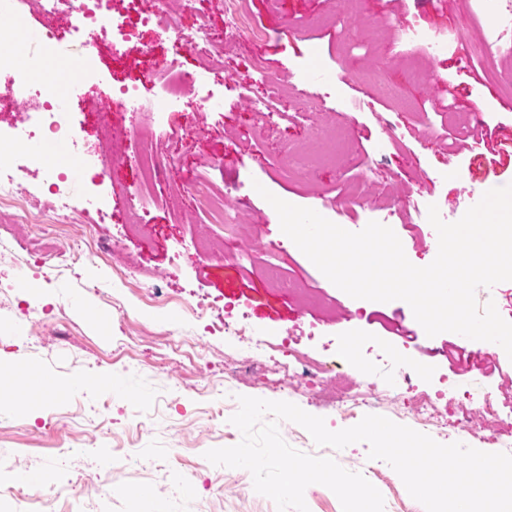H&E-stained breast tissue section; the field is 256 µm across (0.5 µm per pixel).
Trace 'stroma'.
I'll use <instances>...</instances> for the list:
<instances>
[{
	"label": "stroma",
	"instance_id": "1",
	"mask_svg": "<svg viewBox=\"0 0 512 512\" xmlns=\"http://www.w3.org/2000/svg\"><path fill=\"white\" fill-rule=\"evenodd\" d=\"M496 8L497 0H488L480 14L473 0H361L347 23L356 33L350 42L337 23L342 0H244L261 38L255 46L234 44L225 52L224 72L233 82L223 88L222 110L210 111L195 98L196 118L171 112L159 128L145 114L124 120L112 111L103 117L90 104L114 99L126 86L152 98L148 68L173 57L182 71L200 74L201 56L149 27L138 28L130 44L107 37L85 47L71 34L67 16L20 0V23L60 36L52 61L61 83L75 81L68 68L72 50L84 48L91 57L93 77L79 82V93L60 95L80 146L102 153V129L121 120L131 132L127 160L105 175L65 184L74 204L99 199L103 218L54 224L49 236L35 237L32 223L41 219V202L52 192L38 174L31 176L28 193L0 202V245L14 255L0 259V483L26 477L27 487L47 495L45 512H277L271 499L255 491L248 470L215 466L205 457L209 449L240 442L230 418L242 395L294 403L338 431L370 413L413 426L417 396L427 391L436 394L439 412L430 437L494 452L493 444L455 429L453 421L484 394L512 398V359L504 349L451 332L425 336L406 302L350 297L282 232L261 192L314 209L351 232L379 220L380 198L399 200L402 208L387 224L413 265H429L438 238L424 210L433 204L457 219L467 210L465 190L477 162L467 136L474 110H481L497 137L512 136V115L505 110L512 103V47L482 66L460 63L481 54ZM384 16L391 25L376 28ZM409 26L448 43L433 75L419 82L411 73L422 51L401 41ZM255 53L264 63L260 74L252 68ZM310 63L322 71L314 84L322 99L316 112L303 111L299 97L268 82L277 67ZM371 69L398 87L400 102L371 87ZM446 74L454 92L435 85ZM260 100L268 107L259 117L253 107ZM441 111L451 126L448 140L422 138L432 113ZM322 122L344 134L337 162L285 168L282 156L291 147L315 148L313 132ZM388 125L397 138L392 145L384 141ZM145 148L176 156L178 164L164 171L142 223L131 224L130 203L148 190L137 160ZM243 166L262 189L250 191L238 233L228 238L210 223L198 193L236 195L235 174ZM436 170L447 172V180L431 182ZM346 185L359 187L361 199L342 216L336 194ZM76 240L85 257L53 270L52 255ZM179 244L185 253L175 270ZM269 248L292 292L269 280ZM188 290L226 311L246 312L250 331L287 339L292 349L323 361L325 371L310 380L291 379L270 362L264 370L225 379L224 359L235 341L205 333L202 321L182 305ZM365 367L379 374L374 392L386 395L372 408L343 397ZM400 371L411 376V388L389 392V379ZM24 376L47 378L68 392L29 404L16 395ZM80 377L109 379L114 387L70 390ZM279 430L295 449L362 473L382 494L384 512H425L388 463L369 459L367 444L337 450L316 445L296 423L280 422Z\"/></svg>",
	"mask_w": 512,
	"mask_h": 512
}]
</instances>
